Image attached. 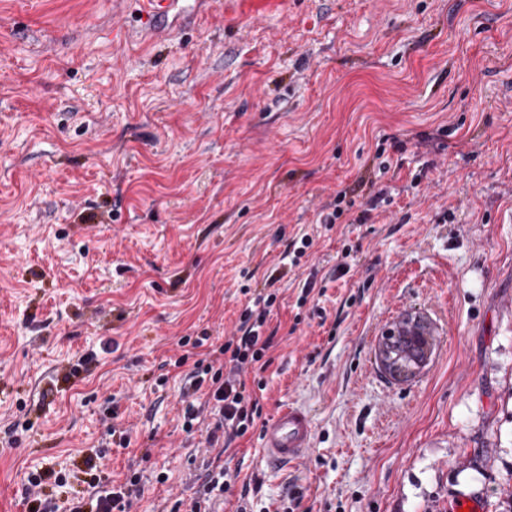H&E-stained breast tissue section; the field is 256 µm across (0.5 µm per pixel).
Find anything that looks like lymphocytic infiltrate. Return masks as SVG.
Returning a JSON list of instances; mask_svg holds the SVG:
<instances>
[{"instance_id": "obj_1", "label": "lymphocytic infiltrate", "mask_w": 512, "mask_h": 512, "mask_svg": "<svg viewBox=\"0 0 512 512\" xmlns=\"http://www.w3.org/2000/svg\"><path fill=\"white\" fill-rule=\"evenodd\" d=\"M278 295L274 281H267L264 291L241 312L234 335L224 344L208 348L203 340L195 342L198 353L184 375L183 428L189 433L203 431L212 455L203 463L204 481L191 499L188 512H216L220 494L236 481L225 468L223 456L231 443L254 425L259 399L248 390L245 377L269 366L266 355L274 336L267 323ZM108 454V448L102 447L85 459L91 479L85 496L71 501L68 512H134L142 495V477L134 471L124 482L115 484L100 477Z\"/></svg>"}]
</instances>
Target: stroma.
Instances as JSON below:
<instances>
[{
	"mask_svg": "<svg viewBox=\"0 0 512 512\" xmlns=\"http://www.w3.org/2000/svg\"><path fill=\"white\" fill-rule=\"evenodd\" d=\"M247 2L176 0L150 37L139 0H0V512H26L35 469L66 473L43 488L65 512L110 402L131 443L106 473L140 472L138 512L190 500L207 452L174 361L223 344L272 275L261 415L219 512L254 482L265 512L294 488L307 512H512V0ZM340 190L376 201L368 223H318ZM410 315L434 351L398 383L375 350ZM284 405L312 445L273 470ZM312 434L310 415L300 408L284 406L262 432V457L273 465L297 462L311 448Z\"/></svg>",
	"mask_w": 512,
	"mask_h": 512,
	"instance_id": "1",
	"label": "stroma"
}]
</instances>
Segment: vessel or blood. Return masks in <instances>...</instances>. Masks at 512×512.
Segmentation results:
<instances>
[{"label":"vessel or blood","instance_id":"vessel-or-blood-1","mask_svg":"<svg viewBox=\"0 0 512 512\" xmlns=\"http://www.w3.org/2000/svg\"><path fill=\"white\" fill-rule=\"evenodd\" d=\"M312 434L310 415L300 408L285 406L263 430L261 454L273 465L297 462L308 453Z\"/></svg>","mask_w":512,"mask_h":512}]
</instances>
